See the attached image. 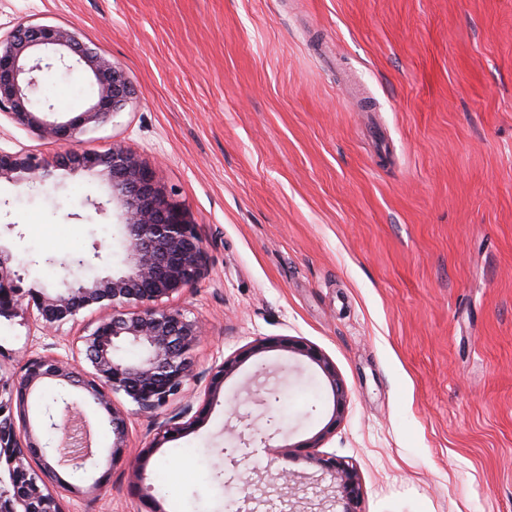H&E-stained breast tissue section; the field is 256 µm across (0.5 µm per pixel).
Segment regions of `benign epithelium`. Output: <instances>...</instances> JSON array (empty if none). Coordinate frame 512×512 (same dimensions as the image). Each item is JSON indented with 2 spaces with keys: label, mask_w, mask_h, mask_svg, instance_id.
Segmentation results:
<instances>
[{
  "label": "benign epithelium",
  "mask_w": 512,
  "mask_h": 512,
  "mask_svg": "<svg viewBox=\"0 0 512 512\" xmlns=\"http://www.w3.org/2000/svg\"><path fill=\"white\" fill-rule=\"evenodd\" d=\"M56 64L68 71L76 64L85 66L98 88L97 98L85 111L62 122L42 116L32 99L37 73ZM131 94L124 69L93 52L64 26L21 24L6 40H0V112L61 148L53 162L36 155L0 151V180L16 185L43 184L59 169L105 176L111 185V200L120 208L126 229L121 274L96 277L90 283L78 280L56 294L43 288H21V275L10 267L11 256L0 249V318L10 320L19 316L22 306L34 307L44 328L51 330L93 304L112 310L110 317L83 337L85 355L94 373L88 374L54 354H37L27 358L11 380L0 379V388L10 391L8 399L0 400V463H5L10 483L25 477V483L16 486L14 492H0V512H63L57 494L48 486V478L55 475L46 451L50 443H40L28 414L29 397L42 386L55 384L61 388L52 413L45 419L49 429L67 437L68 417L76 404L67 387L79 389L81 398L108 412L113 437L111 458L116 461L124 453L126 419L112 407V394L122 391L140 410L157 414L191 376V354L201 339L200 326L181 309L162 303V299L172 298L204 275V248L189 211L170 199L156 183L152 169L123 145L114 144L104 154L72 148L84 127L106 122L128 103ZM92 249V255L86 258L59 262L65 276L107 260L100 243H93ZM120 342L142 346L144 356L136 362L118 358ZM271 347L315 361L329 380L335 412L341 411L345 390L325 356L287 338L261 341L251 352ZM233 368L232 361L219 365L199 407L195 409L189 403L178 414L164 418L159 435L166 438L179 434L202 420L224 376ZM275 398V389L266 381L258 383L250 395L251 402L265 407ZM32 458L38 460L39 469L28 464ZM315 462L336 479L340 492L337 502L344 504L343 512H358L362 487L353 468L333 456L318 457Z\"/></svg>",
  "instance_id": "obj_1"
}]
</instances>
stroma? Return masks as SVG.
Returning a JSON list of instances; mask_svg holds the SVG:
<instances>
[{
  "label": "stroma",
  "instance_id": "1",
  "mask_svg": "<svg viewBox=\"0 0 512 512\" xmlns=\"http://www.w3.org/2000/svg\"><path fill=\"white\" fill-rule=\"evenodd\" d=\"M23 23L67 26L126 71L131 101L74 147L137 153L203 242V278L170 300L203 337L166 414L236 363L205 418L163 440L114 393L117 461L107 412L80 404L97 466L58 467L65 512H338L321 456L356 470L360 512H512V0H0V37ZM96 96L80 67L32 94L61 120ZM0 151L59 148L2 113ZM110 195L84 171L0 181L23 288L64 290L58 260L96 242L114 256L100 275L120 272ZM107 314L51 335L34 311L1 321L0 376L49 349L88 368L80 338ZM266 338L324 354L342 408L308 357L253 353ZM259 378L267 409L248 400ZM244 413L269 443L240 442Z\"/></svg>",
  "mask_w": 512,
  "mask_h": 512
}]
</instances>
